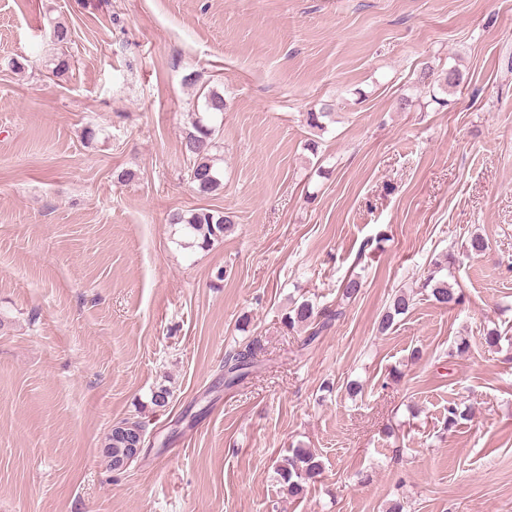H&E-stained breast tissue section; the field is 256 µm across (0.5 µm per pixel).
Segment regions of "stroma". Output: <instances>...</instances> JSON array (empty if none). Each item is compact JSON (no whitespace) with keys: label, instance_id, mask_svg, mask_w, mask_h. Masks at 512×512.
Masks as SVG:
<instances>
[{"label":"stroma","instance_id":"stroma-1","mask_svg":"<svg viewBox=\"0 0 512 512\" xmlns=\"http://www.w3.org/2000/svg\"><path fill=\"white\" fill-rule=\"evenodd\" d=\"M204 86L227 103L208 196L182 145ZM201 207L236 229L191 252L169 217ZM445 254L452 310L418 290ZM401 289L415 304L379 333ZM303 298L343 311L309 346L282 322ZM125 419L145 445L114 472L101 442ZM298 445L323 472L293 499L276 467ZM397 503L512 512V0H0V512ZM258 349V344L252 341L224 361V379L227 386L234 385L250 375L256 364Z\"/></svg>","mask_w":512,"mask_h":512}]
</instances>
